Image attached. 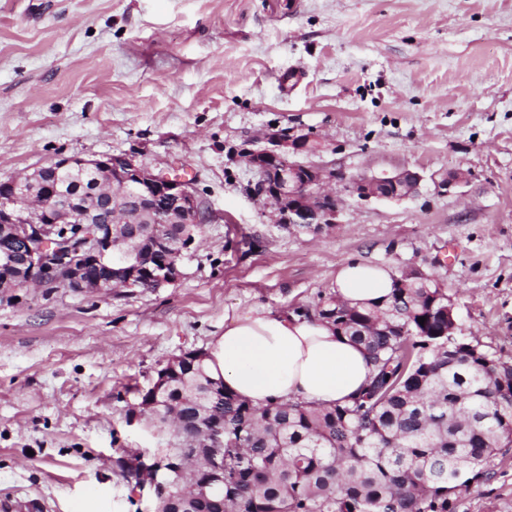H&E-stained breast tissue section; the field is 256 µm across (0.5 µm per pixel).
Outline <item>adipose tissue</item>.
I'll use <instances>...</instances> for the list:
<instances>
[{"label":"adipose tissue","mask_w":512,"mask_h":512,"mask_svg":"<svg viewBox=\"0 0 512 512\" xmlns=\"http://www.w3.org/2000/svg\"><path fill=\"white\" fill-rule=\"evenodd\" d=\"M392 284L388 268L353 261L337 272L333 291L337 299L362 308L387 302ZM205 355L214 379L256 405L331 406L359 393L372 374L364 348L337 335L331 323L262 307L225 318Z\"/></svg>","instance_id":"obj_1"}]
</instances>
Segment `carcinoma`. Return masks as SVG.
<instances>
[{"mask_svg": "<svg viewBox=\"0 0 512 512\" xmlns=\"http://www.w3.org/2000/svg\"><path fill=\"white\" fill-rule=\"evenodd\" d=\"M399 284L394 277L390 301L370 309L333 294L295 309L332 322L369 355L374 376L345 404L256 406L197 362L141 393L142 410L187 443L155 454L167 509L200 510L181 492L205 465L198 425L214 420L224 484L210 499L224 512H455L462 490L488 478L489 459L512 445V364L455 333L435 282Z\"/></svg>", "mask_w": 512, "mask_h": 512, "instance_id": "1", "label": "carcinoma"}]
</instances>
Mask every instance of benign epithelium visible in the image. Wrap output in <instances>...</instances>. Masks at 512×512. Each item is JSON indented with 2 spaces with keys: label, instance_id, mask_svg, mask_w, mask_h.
Listing matches in <instances>:
<instances>
[{
  "label": "benign epithelium",
  "instance_id": "obj_1",
  "mask_svg": "<svg viewBox=\"0 0 512 512\" xmlns=\"http://www.w3.org/2000/svg\"><path fill=\"white\" fill-rule=\"evenodd\" d=\"M245 147L240 155L257 172V200L275 206L278 221L292 224H331L338 210L327 185L336 174L296 160L309 137L272 132ZM77 171L92 175L90 186L76 193L61 182ZM421 176L409 170L351 181L362 198L402 199L415 194ZM201 206L191 183L167 173L147 170L133 154L97 159L60 158L33 172L0 180V301L16 302L26 288L47 292L69 289L110 294L112 289L161 288L182 277L179 265L202 223ZM78 224L80 236L64 242L59 227ZM160 224L182 230L177 242L158 232ZM145 236L168 249L160 266H149L131 240ZM209 471L193 485L195 497L224 482V449L219 431L211 432Z\"/></svg>",
  "mask_w": 512,
  "mask_h": 512
}]
</instances>
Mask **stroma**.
Listing matches in <instances>:
<instances>
[{"label": "stroma", "mask_w": 512, "mask_h": 512, "mask_svg": "<svg viewBox=\"0 0 512 512\" xmlns=\"http://www.w3.org/2000/svg\"><path fill=\"white\" fill-rule=\"evenodd\" d=\"M275 129L337 173L332 228L251 195L239 150ZM121 153L190 179L206 218L175 284L0 303V503L153 512L118 460L182 445L137 407L157 370L225 317L314 307L354 260L431 276L512 362V0H0V180ZM405 169L414 196L350 189ZM489 469L456 512H512V447Z\"/></svg>", "instance_id": "1"}]
</instances>
